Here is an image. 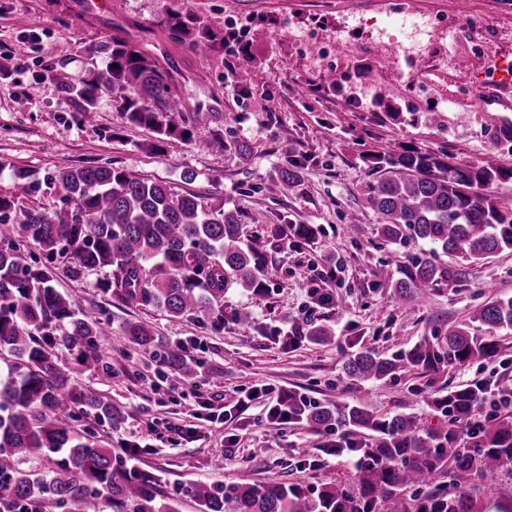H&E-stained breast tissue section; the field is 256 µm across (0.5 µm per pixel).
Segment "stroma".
<instances>
[{"instance_id":"35a3bbf8","label":"stroma","mask_w":512,"mask_h":512,"mask_svg":"<svg viewBox=\"0 0 512 512\" xmlns=\"http://www.w3.org/2000/svg\"><path fill=\"white\" fill-rule=\"evenodd\" d=\"M87 2L0 0V195L18 196L22 174L36 189L19 196L20 206L50 211L60 198L46 185L47 173L110 164L238 210L245 237L268 238L269 266L265 294L239 288L225 294L220 332L110 299L99 288L104 272L74 280L58 270L55 288L111 324L100 351L112 367L104 387L125 414L114 427L83 418L77 428L93 429L115 451L137 443L136 465L161 475V490L170 496L195 480L225 486L277 480L312 489L329 478L347 479L356 454H331L329 442L344 439L339 431L302 419L272 420L268 401L239 405L253 386L322 405L358 404L378 415L412 414L434 427L448 419L431 401L448 391L479 382L487 402L512 395L510 331L496 335V355L482 362L437 371L410 367L395 379L365 383L344 369L361 348L395 355L469 322L490 298L512 297V252L505 251L476 260L466 281L441 285L425 301L401 300L390 279L422 245L386 241L361 197L369 179L362 156L369 150L410 145L461 163L492 154L512 167V141L490 142L488 117L468 92L485 72L512 63V0H469L465 15L456 0H408L430 23L434 42H444L449 24L487 20L498 30L480 54L461 39L450 65L417 54L424 73L415 87L398 76L404 37L389 0H112L108 12L90 11ZM174 9L200 17L220 35L239 30L242 52L203 56L172 40L166 19ZM115 38L134 41L171 67L191 138L144 151L149 131L127 125L118 96L109 93L97 100L95 122H82L79 105L61 86L80 82L89 69H105L96 48ZM66 42L72 49L64 58L59 48ZM330 42L336 51L319 57ZM256 65L262 81L239 93ZM380 97L403 112L402 121L376 107ZM216 132L249 141L250 158L213 150ZM291 161L301 171L296 187L269 193V179ZM351 212L357 223H347ZM275 224H313L320 233L312 242L274 236ZM325 291L342 298L343 308L320 303ZM242 309L253 314L249 324L233 318ZM138 320L151 323L155 348L125 347L122 328ZM320 324L333 327L330 342L307 336V328ZM173 348L196 362L194 374L178 377L162 367L161 352Z\"/></svg>"}]
</instances>
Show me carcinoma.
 Returning a JSON list of instances; mask_svg holds the SVG:
<instances>
[{"instance_id":"1","label":"carcinoma","mask_w":512,"mask_h":512,"mask_svg":"<svg viewBox=\"0 0 512 512\" xmlns=\"http://www.w3.org/2000/svg\"><path fill=\"white\" fill-rule=\"evenodd\" d=\"M168 24L175 39L202 55L224 46L209 25L178 10ZM100 52L108 58L105 70L91 69L80 83L63 86L80 104L83 121L95 120L98 96L110 91L119 95L127 123L150 131L149 151L185 134L183 105L156 56L127 39H113ZM363 161L372 175L361 190L364 206L379 217L382 235L395 244H431L391 281L400 299L422 301L443 282L465 280L472 260L512 250V206L498 198L512 168L491 158L453 163L410 146L369 152ZM299 177L300 167L292 163L266 189L286 194ZM46 182L56 188L61 206L24 209L18 226L10 222L17 198L0 196V360L6 366L0 371V512L18 502L77 506L100 496L113 512H177L157 501L161 476L118 463L95 432L72 428L81 415L116 426L124 413L95 386L75 385L73 369L53 351L60 342L84 371L111 376L99 355L109 324L54 287L55 269L62 263L77 279L106 268L109 277L99 288L123 304L201 319L219 331L224 294L232 288L267 291L266 241L243 238L236 210L124 168L60 169ZM18 228L39 246L41 259L17 239ZM286 229L308 242L319 234L313 224ZM440 254L448 262H440ZM476 327L491 338L479 339ZM504 330H512V297L488 300L471 323L450 326L447 335L425 338L391 357L366 347L347 360L345 370L355 380L383 381L408 366L436 370L485 360L495 353L492 336ZM122 334L132 346L155 342L151 326L141 321L126 323ZM161 364L181 376L194 372L178 353H164ZM484 395L481 385L472 384L434 399V408L452 421L437 428L413 415L378 416L359 405L304 406L292 396L288 407L308 424H334L366 438L350 479H328L316 489L277 480L227 488L199 481L178 495L194 500L201 512H479L470 489L450 491L446 484L472 478L488 490L512 478V413L472 425Z\"/></svg>"}]
</instances>
